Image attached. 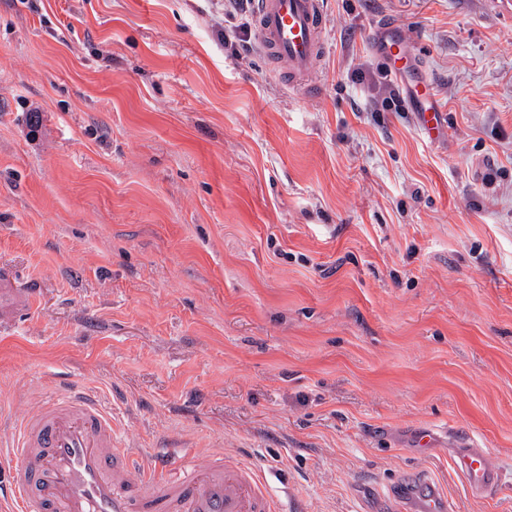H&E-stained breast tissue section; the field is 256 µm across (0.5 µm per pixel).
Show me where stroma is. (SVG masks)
<instances>
[{"label":"stroma","mask_w":512,"mask_h":512,"mask_svg":"<svg viewBox=\"0 0 512 512\" xmlns=\"http://www.w3.org/2000/svg\"><path fill=\"white\" fill-rule=\"evenodd\" d=\"M327 13L306 93L218 40L224 0H0V442L72 378L127 447L240 455L304 512H417L409 474L512 512V0ZM370 42L375 54L390 68L389 74L403 83L420 133L431 140L444 139L448 133L446 108L440 103L433 82L425 75L412 76L417 57L415 44L406 41L388 24L375 25ZM470 488L475 493H483L497 482V471L489 457L478 448H470L459 459Z\"/></svg>","instance_id":"stroma-1"}]
</instances>
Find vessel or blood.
<instances>
[{
  "label": "vessel or blood",
  "instance_id": "vessel-or-blood-1",
  "mask_svg": "<svg viewBox=\"0 0 512 512\" xmlns=\"http://www.w3.org/2000/svg\"><path fill=\"white\" fill-rule=\"evenodd\" d=\"M252 27L266 59L289 88L307 85L326 51L327 0H254ZM370 42L391 75L404 85L420 133H448L446 108L433 82L414 75V43L382 24ZM0 456L12 459L5 488L16 512H285L261 471L235 455L218 453L206 464L176 461L165 450L144 459L125 448L115 419L99 397L74 382L17 424ZM460 467L473 492L497 482V471L471 448Z\"/></svg>",
  "mask_w": 512,
  "mask_h": 512
}]
</instances>
